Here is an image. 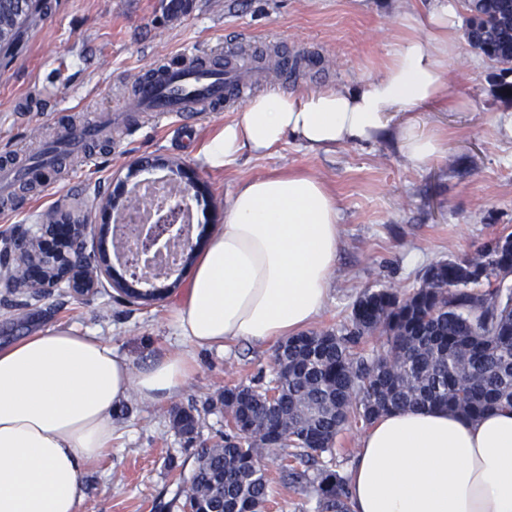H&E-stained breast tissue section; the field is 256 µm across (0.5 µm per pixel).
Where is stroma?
I'll return each mask as SVG.
<instances>
[{
  "label": "stroma",
  "instance_id": "stroma-1",
  "mask_svg": "<svg viewBox=\"0 0 512 512\" xmlns=\"http://www.w3.org/2000/svg\"><path fill=\"white\" fill-rule=\"evenodd\" d=\"M48 13L26 28L19 44L0 50V161L27 165L45 144L80 121L103 119L125 106L135 76L173 61L226 55L250 38L267 70L265 90L341 89L377 73L399 35L402 0H48ZM295 61L287 81L276 64ZM448 75L460 102L455 109L424 106L397 114L436 128L448 140L444 156L409 162L394 140L347 145L324 153L288 140L266 156L242 154L221 170L207 167L200 151L238 110L205 112L194 119L159 112L131 113L90 152L67 160L44 180L18 186L0 217V236L40 223L52 209L83 208L105 199L132 162L176 160L204 182L207 197L194 204V229L213 234L242 180L290 169L311 172L341 201V247L330 299L313 330L339 328L367 288L411 290L425 269L473 253L512 234V139L499 128L512 110V73L501 72L467 39ZM190 270L164 297L145 306L127 303L111 286L85 299L59 290L33 299L0 288V343L66 326L111 339L117 352L143 366L164 350L186 348L167 325L172 303L183 295ZM199 366L188 388L164 405L137 397L113 416L112 450L80 479V512H182L181 489L194 467V452L224 430L217 400L225 385L273 375L275 348L239 342L225 349L189 350ZM195 406L200 426L193 439L170 423L173 409ZM273 496L267 512H314L312 487L279 480V462L267 457Z\"/></svg>",
  "mask_w": 512,
  "mask_h": 512
}]
</instances>
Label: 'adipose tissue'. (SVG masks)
<instances>
[{"instance_id":"ef3b65f1","label":"adipose tissue","mask_w":512,"mask_h":512,"mask_svg":"<svg viewBox=\"0 0 512 512\" xmlns=\"http://www.w3.org/2000/svg\"><path fill=\"white\" fill-rule=\"evenodd\" d=\"M460 0L402 14L383 69L344 89L272 90L254 97L203 150L224 168L292 138L316 152L395 137L424 164L444 138L392 114L453 106L448 61ZM340 200L313 174L239 183L224 222L197 257L168 323L186 349L133 367L111 342L55 327L0 348V512H80V475L112 447L117 405L130 395L162 404L198 371L189 347L272 344L305 331L330 295L340 248ZM351 512H512V412L470 419L445 408L383 414L360 438L347 474Z\"/></svg>"}]
</instances>
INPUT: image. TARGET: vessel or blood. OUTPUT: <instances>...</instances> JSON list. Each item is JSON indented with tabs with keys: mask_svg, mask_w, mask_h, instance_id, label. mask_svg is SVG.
<instances>
[{
	"mask_svg": "<svg viewBox=\"0 0 512 512\" xmlns=\"http://www.w3.org/2000/svg\"><path fill=\"white\" fill-rule=\"evenodd\" d=\"M239 64L214 57L198 63H182L140 75L128 106L132 112H220L247 98L251 89L241 79ZM100 128L70 132L50 144L38 162L26 168L0 166V196H10L21 180L44 175L59 159L81 150L85 143L99 136Z\"/></svg>",
	"mask_w": 512,
	"mask_h": 512,
	"instance_id": "1",
	"label": "vessel or blood"
}]
</instances>
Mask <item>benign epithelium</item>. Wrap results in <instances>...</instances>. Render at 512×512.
I'll return each mask as SVG.
<instances>
[{"label": "benign epithelium", "instance_id": "obj_1", "mask_svg": "<svg viewBox=\"0 0 512 512\" xmlns=\"http://www.w3.org/2000/svg\"><path fill=\"white\" fill-rule=\"evenodd\" d=\"M161 166L169 170L170 181L178 187V193L169 200L171 209L192 211L193 202L205 193L204 185L178 162L164 160ZM137 170L138 165L130 166L119 190L101 205L113 218L111 227L96 228L90 223L88 213L79 209L61 215L51 212L41 224L15 229L0 249V285L10 291L25 288L32 295L44 298L65 286L71 295L81 298L107 279L120 294L136 298L145 293L141 289L145 276L139 274L138 266L149 265L166 251L172 254L171 266L151 277L153 288L156 287L154 281L168 280L175 270L187 267L197 247L192 234L165 238L162 216L152 224L134 223L133 206L138 196L126 186ZM120 231L129 238V248H117L119 262L129 270V278L117 274L102 251L96 264L80 260L79 255L90 247H98L104 235L110 232L116 235Z\"/></svg>", "mask_w": 512, "mask_h": 512}]
</instances>
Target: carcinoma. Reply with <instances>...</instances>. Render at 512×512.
Returning <instances> with one entry per match:
<instances>
[{"mask_svg": "<svg viewBox=\"0 0 512 512\" xmlns=\"http://www.w3.org/2000/svg\"><path fill=\"white\" fill-rule=\"evenodd\" d=\"M467 40L512 72V0H465ZM36 0H0V47L32 22ZM512 236L473 255L431 265L418 287L401 294L367 289L336 330L310 331L275 350L272 378L224 386L233 413L222 440L196 453L185 512H264L271 486L262 456L292 448L281 479L311 485L315 512H350L346 477L327 465L337 435L396 409L443 407L478 418L512 407ZM381 336L369 353L361 344ZM278 397L269 398V391ZM178 434L193 437L194 407L173 414Z\"/></svg>", "mask_w": 512, "mask_h": 512, "instance_id": "1", "label": "carcinoma"}]
</instances>
